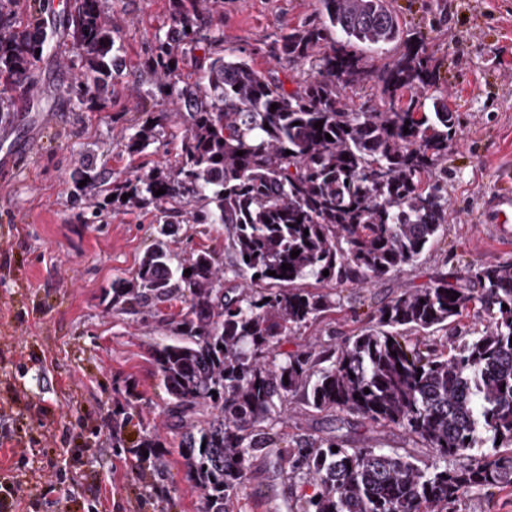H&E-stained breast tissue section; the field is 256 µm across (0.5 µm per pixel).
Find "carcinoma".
<instances>
[{
	"mask_svg": "<svg viewBox=\"0 0 512 512\" xmlns=\"http://www.w3.org/2000/svg\"><path fill=\"white\" fill-rule=\"evenodd\" d=\"M316 2L317 20L271 46L288 64L315 58L317 75L289 90L236 50H216L224 37L209 32L208 19L223 0H169L168 30L178 39L156 38L150 63L161 103L127 148L142 151L172 123L164 108L172 98L184 106L181 148L175 166L112 184L113 202L151 205L161 224L132 278L112 283V298L132 309L186 303L152 359L173 400L202 512H229L249 459L279 447L277 408L290 396L401 426L434 455L421 466L414 456L348 448L334 436L297 440L280 461L314 493L299 496L291 512H448L465 491L512 485L511 258L469 270L473 288L435 277L401 293L337 349L274 353L336 310V294L303 281L358 285L411 266L448 212V169L439 164L456 118L437 97L420 111L423 93L439 81L431 57L404 37L391 0ZM60 23L81 64L67 93L80 105L111 97L121 77L115 19L104 16L101 0H72ZM55 36L22 20L14 0H0V119L14 111V94L32 83ZM328 41L330 49L316 53ZM399 41L404 52L382 69L366 66L363 51ZM189 53L195 79L179 83ZM365 81L380 88L378 102L365 111L342 104L339 86ZM85 178L76 201L98 208L90 199L104 186L101 173L89 168ZM160 188L166 193L155 195ZM190 223L224 225L230 272L245 287H224L222 255L171 250L176 226ZM284 263L291 269L282 271ZM471 315L484 321L471 335L434 336ZM406 330L422 338L411 341ZM458 458L467 463L452 464Z\"/></svg>",
	"mask_w": 512,
	"mask_h": 512,
	"instance_id": "cac0c4a2",
	"label": "carcinoma"
}]
</instances>
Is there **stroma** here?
<instances>
[{"label":"stroma","instance_id":"stroma-1","mask_svg":"<svg viewBox=\"0 0 512 512\" xmlns=\"http://www.w3.org/2000/svg\"><path fill=\"white\" fill-rule=\"evenodd\" d=\"M404 30L421 34L439 66L429 94L457 117L448 146V221L432 247L403 271L365 286L337 288L340 306L280 352L339 347L370 314L405 289L439 273L466 283L473 264L512 258V245L479 223L483 197L512 186V0H394ZM119 19L115 36L123 74L104 105H79L65 92L77 80V52L67 38L41 58L30 86L37 107L28 123L35 150L12 180L0 183V481L31 480L25 497L0 488V512H200L201 493L178 448L170 400L151 351L169 333L181 301L134 311L113 300L112 283L131 278L159 229L153 208L105 204L85 223L73 202L74 173L87 156L113 179L174 164L178 127L143 152L126 148L155 100L147 62L165 35L169 0H102ZM315 17V0H224L209 21L225 47L245 51L255 66L315 74L305 62L282 67L270 52L281 31ZM219 224H184L170 247L178 254L223 250ZM282 432L301 438L333 435L350 448H384L430 461L432 454L402 427H382L342 411H317L292 398L282 406ZM159 444L166 477L156 488L137 468L144 441ZM311 484L291 477L275 455L249 463V479L230 512H289Z\"/></svg>","mask_w":512,"mask_h":512}]
</instances>
